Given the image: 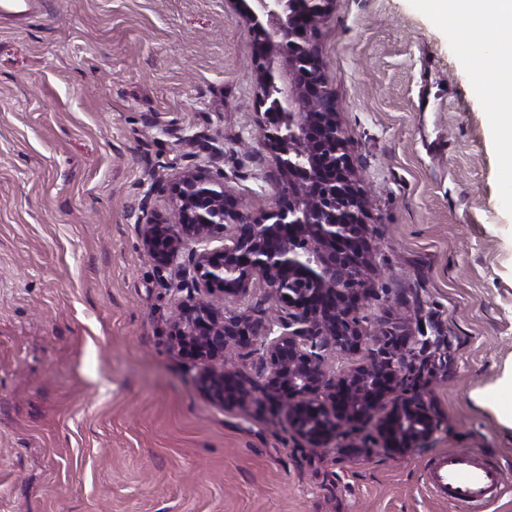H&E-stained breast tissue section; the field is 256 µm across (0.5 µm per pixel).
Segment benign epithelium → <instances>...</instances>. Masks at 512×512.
<instances>
[{
  "instance_id": "7a95c632",
  "label": "benign epithelium",
  "mask_w": 512,
  "mask_h": 512,
  "mask_svg": "<svg viewBox=\"0 0 512 512\" xmlns=\"http://www.w3.org/2000/svg\"><path fill=\"white\" fill-rule=\"evenodd\" d=\"M333 0H253L245 14L254 50L251 75L258 127L274 162L278 200L253 211L224 176L189 164L159 182L169 213L152 198L137 224L141 245L178 278L169 340L197 369L202 396L244 407L256 394L285 411L307 447L328 448L344 429L379 416V447L397 455L420 448L440 422L408 394L416 349L398 327L367 336L359 320L376 295L369 240L371 200L349 151L350 138L315 43ZM216 239L219 248L210 247ZM262 284L278 314L264 320L224 307ZM369 358L327 376L325 353ZM260 355L254 382L229 363Z\"/></svg>"
}]
</instances>
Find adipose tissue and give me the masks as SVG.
<instances>
[{"label": "adipose tissue", "mask_w": 512, "mask_h": 512, "mask_svg": "<svg viewBox=\"0 0 512 512\" xmlns=\"http://www.w3.org/2000/svg\"><path fill=\"white\" fill-rule=\"evenodd\" d=\"M435 16L446 19L449 31L477 74L473 94L487 101L493 124L507 137L502 150L512 166V53L501 52L512 39V0H427ZM504 427L512 430V361L505 363L496 381L475 393Z\"/></svg>", "instance_id": "1"}]
</instances>
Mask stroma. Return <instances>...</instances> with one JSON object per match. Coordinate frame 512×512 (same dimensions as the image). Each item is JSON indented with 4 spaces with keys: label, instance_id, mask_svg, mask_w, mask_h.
Masks as SVG:
<instances>
[{
    "label": "stroma",
    "instance_id": "35a3bbf8",
    "mask_svg": "<svg viewBox=\"0 0 512 512\" xmlns=\"http://www.w3.org/2000/svg\"><path fill=\"white\" fill-rule=\"evenodd\" d=\"M252 0H33L0 12V512H462L428 482L479 449L512 512V430L474 402L512 359V171L473 74L419 0H334L315 44L372 200L378 294L432 341L413 374L439 431L375 424L303 447L269 404L218 407L168 338L176 279L140 202L208 164L278 192L250 72Z\"/></svg>",
    "mask_w": 512,
    "mask_h": 512
}]
</instances>
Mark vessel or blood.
I'll list each match as a JSON object with an SVG mask.
<instances>
[{"label":"vessel or blood","mask_w":512,"mask_h":512,"mask_svg":"<svg viewBox=\"0 0 512 512\" xmlns=\"http://www.w3.org/2000/svg\"><path fill=\"white\" fill-rule=\"evenodd\" d=\"M435 491L452 503L479 512L501 483L497 467L480 463L475 455L451 453L438 458L428 472Z\"/></svg>","instance_id":"1"}]
</instances>
